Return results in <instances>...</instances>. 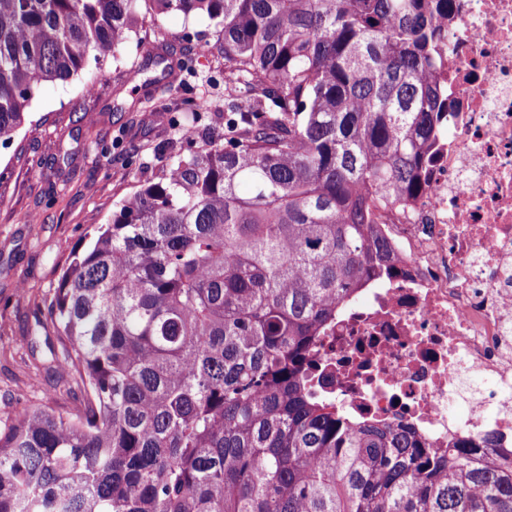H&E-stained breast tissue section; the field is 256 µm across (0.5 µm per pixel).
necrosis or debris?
Listing matches in <instances>:
<instances>
[{
	"instance_id": "1",
	"label": "necrosis or debris",
	"mask_w": 512,
	"mask_h": 512,
	"mask_svg": "<svg viewBox=\"0 0 512 512\" xmlns=\"http://www.w3.org/2000/svg\"><path fill=\"white\" fill-rule=\"evenodd\" d=\"M456 2L442 75L448 133L424 191L383 213L391 255L324 331L317 390L347 421L510 459L512 0ZM469 376L485 386H467Z\"/></svg>"
}]
</instances>
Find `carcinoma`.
Masks as SVG:
<instances>
[{"instance_id":"cac0c4a2","label":"carcinoma","mask_w":512,"mask_h":512,"mask_svg":"<svg viewBox=\"0 0 512 512\" xmlns=\"http://www.w3.org/2000/svg\"><path fill=\"white\" fill-rule=\"evenodd\" d=\"M453 0H0V147L47 83L146 21L207 19L224 123L73 252L44 304L47 371L87 393L0 429V512H512V462L352 423L308 365L377 271L376 211L422 189L444 134Z\"/></svg>"}]
</instances>
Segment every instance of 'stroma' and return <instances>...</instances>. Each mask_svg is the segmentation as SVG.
Returning <instances> with one entry per match:
<instances>
[{"label": "stroma", "instance_id": "stroma-1", "mask_svg": "<svg viewBox=\"0 0 512 512\" xmlns=\"http://www.w3.org/2000/svg\"><path fill=\"white\" fill-rule=\"evenodd\" d=\"M186 32L212 46L194 58L193 91L209 101L205 123H220L222 55L214 47L213 24L170 14L145 24L142 35L150 42L165 36L164 53L175 62ZM146 76L145 88L114 93L116 72L108 61L97 72L93 93H86L80 77L46 84L29 123L9 148H0V428L24 407L76 409L79 388L34 366L49 355L47 331L37 326L36 313L73 250L88 243L95 227L111 223L116 203L138 190L179 147L171 118L186 93L158 67ZM136 97L142 100L140 111H128ZM116 138L120 148L107 157L98 154L95 141Z\"/></svg>", "mask_w": 512, "mask_h": 512}]
</instances>
